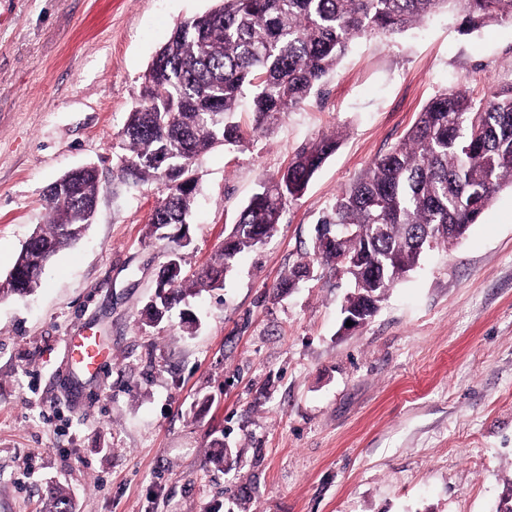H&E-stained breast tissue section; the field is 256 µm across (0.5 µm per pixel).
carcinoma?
<instances>
[{
  "mask_svg": "<svg viewBox=\"0 0 512 512\" xmlns=\"http://www.w3.org/2000/svg\"><path fill=\"white\" fill-rule=\"evenodd\" d=\"M212 10L185 19L170 34L142 77L139 102L120 136L125 180L157 181L162 198L151 224H185L198 192L196 159L222 143L241 147L248 133L234 120L245 92L252 95V132H267L280 116L305 103L322 77L337 67L361 35L387 39L453 5L465 32L508 21L512 0H217ZM324 135L299 150L285 171L261 186L243 208L215 260L193 281H166L159 311L168 318L195 288H218L240 253L278 230L287 203L308 186L336 150ZM512 184V87L476 101L462 89L432 98L391 151L374 160L336 194L318 222L315 239L332 237L321 257L309 254L278 287L294 288L314 268L342 275L352 288L345 304L368 318L385 295L438 246L454 245L476 223L505 183ZM99 180L87 170L69 191L45 199L48 224L31 235L0 284V298L35 291L23 276L32 251L52 256L82 234L87 205L97 201ZM45 512H74L60 488L48 492Z\"/></svg>",
  "mask_w": 512,
  "mask_h": 512,
  "instance_id": "obj_1",
  "label": "carcinoma"
}]
</instances>
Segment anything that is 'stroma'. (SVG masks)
Here are the masks:
<instances>
[{
	"mask_svg": "<svg viewBox=\"0 0 512 512\" xmlns=\"http://www.w3.org/2000/svg\"><path fill=\"white\" fill-rule=\"evenodd\" d=\"M215 0H0V281L49 221L47 188L98 172L95 217L23 299L0 300V512H495L512 483V185L450 248L427 252L364 324L346 281L276 284L336 193L444 89L512 86V23L465 34L442 11L356 38L300 108L197 162L190 222L158 239L157 183L125 182L120 137L172 29ZM339 145L276 234L223 288L146 326L159 270L212 262L263 182L321 134ZM100 336L89 377L65 339Z\"/></svg>",
	"mask_w": 512,
	"mask_h": 512,
	"instance_id": "obj_1",
	"label": "stroma"
}]
</instances>
